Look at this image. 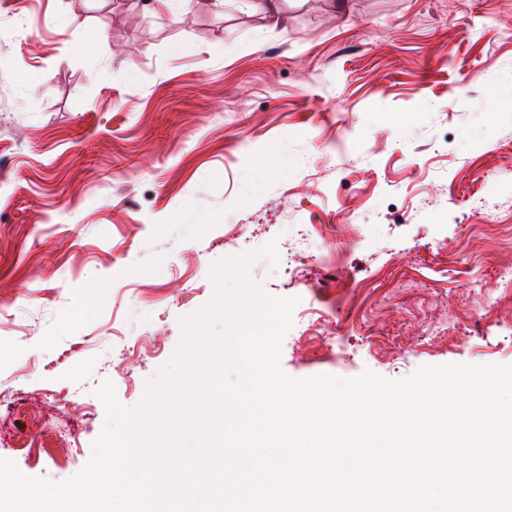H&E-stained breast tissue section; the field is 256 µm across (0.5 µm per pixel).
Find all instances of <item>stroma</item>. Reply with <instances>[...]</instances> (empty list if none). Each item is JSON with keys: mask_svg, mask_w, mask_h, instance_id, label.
Instances as JSON below:
<instances>
[{"mask_svg": "<svg viewBox=\"0 0 512 512\" xmlns=\"http://www.w3.org/2000/svg\"><path fill=\"white\" fill-rule=\"evenodd\" d=\"M275 5L0 0V458L22 473L79 472L96 388L139 404L248 253L309 324L290 377L512 364V0Z\"/></svg>", "mask_w": 512, "mask_h": 512, "instance_id": "1", "label": "stroma"}]
</instances>
